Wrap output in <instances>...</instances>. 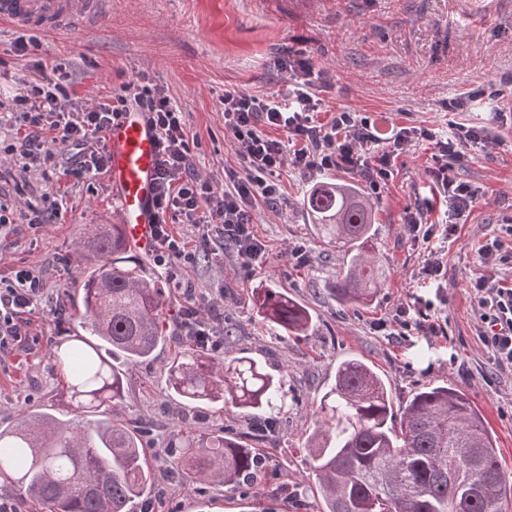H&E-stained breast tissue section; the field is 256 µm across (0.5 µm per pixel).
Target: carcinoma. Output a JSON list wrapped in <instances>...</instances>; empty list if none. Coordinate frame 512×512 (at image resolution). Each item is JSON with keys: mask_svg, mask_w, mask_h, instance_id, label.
<instances>
[{"mask_svg": "<svg viewBox=\"0 0 512 512\" xmlns=\"http://www.w3.org/2000/svg\"><path fill=\"white\" fill-rule=\"evenodd\" d=\"M317 236L350 256L331 292L346 305L364 306L377 292L371 251V201L353 184L320 182L305 200ZM82 321L98 343L71 345L60 363L72 364L68 388L77 400L73 418L28 412L0 430V479L49 512H128L148 501L154 472L144 457V432L133 420H115L125 367L169 344L162 334L163 291L143 258L126 242L122 225L106 224L83 237L78 259ZM262 321L286 335L307 333L309 310L274 288L256 296ZM169 387L189 404L230 403L257 420L255 430L285 404L282 381L249 357L216 356L184 341L168 362ZM309 441L321 512H501L512 495L495 439L479 410L447 382L424 386L400 408L387 384L360 358L336 367L335 386L315 411ZM180 426L167 447L174 477L202 495L205 484L250 486L262 469L255 449L224 430L191 433ZM470 474L479 493L461 490L452 469Z\"/></svg>", "mask_w": 512, "mask_h": 512, "instance_id": "carcinoma-1", "label": "carcinoma"}]
</instances>
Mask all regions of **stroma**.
<instances>
[{
  "instance_id": "35a3bbf8",
  "label": "stroma",
  "mask_w": 512,
  "mask_h": 512,
  "mask_svg": "<svg viewBox=\"0 0 512 512\" xmlns=\"http://www.w3.org/2000/svg\"><path fill=\"white\" fill-rule=\"evenodd\" d=\"M15 36V28L0 24V97L40 81L62 58L71 64L73 90L85 100L112 98L123 84L146 76L183 112L197 171L219 179L240 163L224 136L225 89L259 97L276 93L283 75L275 62L288 48L324 71L320 97L327 111L346 108L443 132L454 121L484 125L501 140L475 152L461 172L478 187L479 197L459 219L455 235L427 245L409 239L400 215L430 195L425 171L431 151L414 146L397 160L393 176L371 198L380 286L369 306L342 305L331 294L346 258L318 240L303 206L316 182H355V175L342 171L279 172L278 209L260 202L254 210L255 233L269 262L252 277L243 276L229 251L200 255L188 267L185 278L204 301L203 316L226 337L225 356L261 362L282 376L287 397L278 430L260 445L265 466L253 492L219 484L202 497L162 477L178 411L187 410L197 430L221 427L244 444L250 441L247 416L230 405L220 416L206 406L184 408L165 373L169 346L127 367L118 416L152 423L145 455L161 477L153 512H320L306 440L317 426L314 406L334 386L338 363L356 356L388 382L394 407L432 382L445 380L464 392L492 431L505 472L512 474V369L497 365L481 344L469 293L471 280L483 272L479 245L500 225H512V112L497 110L512 101V0H112L94 28L38 32V54L16 56ZM476 90L485 96L474 111L446 110L448 99ZM74 153L71 146L59 152L46 176L20 160L0 176V208L12 215L11 224L0 229V287L21 268L35 271L43 284L26 317L34 343L0 357V428L33 410L60 418L74 410L59 379L56 347L86 335L72 312L81 301L77 252L85 233L112 223L117 208L104 176L79 183L66 176ZM56 203L61 209L54 223L30 227L25 206ZM296 243L307 250L301 264L290 255ZM431 248L443 257L437 288L421 274ZM271 285L310 309L307 336L287 337L262 323L253 297ZM428 301L445 321L446 335L403 338L374 331L396 306L418 309Z\"/></svg>"
}]
</instances>
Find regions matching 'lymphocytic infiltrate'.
Returning <instances> with one entry per match:
<instances>
[{"instance_id":"f902f5d3","label":"lymphocytic infiltrate","mask_w":512,"mask_h":512,"mask_svg":"<svg viewBox=\"0 0 512 512\" xmlns=\"http://www.w3.org/2000/svg\"><path fill=\"white\" fill-rule=\"evenodd\" d=\"M285 92L261 98L243 91L224 92V134L236 145L241 170H228L223 180L202 176L193 166L186 124L177 106L160 89L137 85L132 95L118 94L109 101L85 103L70 98L66 89L65 64L54 67L55 75L29 85L11 100H0V113L11 115L25 134L6 151L26 165L46 166L56 146L79 150L66 170L73 180L105 174L108 152L105 134L112 122L134 101L154 129L158 165L152 206L155 212L154 257L164 265L167 278L186 296L180 313V336L218 352L224 338L202 316L195 290L185 284V268L196 252L215 253L231 248L245 275L266 264L264 244L254 232V204L277 206L281 189L275 175L283 168L300 172L313 169L339 170L360 177L372 191H380L393 174V166L407 147L428 143L433 163L426 178L433 196L424 204L406 206L401 215L405 233L412 240L429 241L435 226L428 214L442 203L447 219L445 235H454L457 219L468 211L478 190L462 180L457 170L466 156L463 145L480 148L498 144L490 129L463 123L451 124L447 133L427 127L394 125L381 131L375 119L358 112L340 110L327 121H318L321 100L315 93L312 61L289 58L282 63ZM286 132V140L272 137V130ZM181 216L193 227L195 246H188L176 233L170 216ZM470 296L479 315V338L498 365L512 366V286L501 285L482 275L470 284ZM42 292V282L32 270L16 272L10 284L0 287V354L27 342L23 316L31 311ZM377 330L397 336H440L444 326L437 314L413 316L408 307H397L391 319L377 323Z\"/></svg>"}]
</instances>
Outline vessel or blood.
<instances>
[{
    "mask_svg": "<svg viewBox=\"0 0 512 512\" xmlns=\"http://www.w3.org/2000/svg\"><path fill=\"white\" fill-rule=\"evenodd\" d=\"M108 0H0V23L16 28L63 31L96 23ZM106 181L130 247L153 252L152 199L158 159L154 130L144 113L129 109L105 134Z\"/></svg>",
    "mask_w": 512,
    "mask_h": 512,
    "instance_id": "1",
    "label": "vessel or blood"
}]
</instances>
